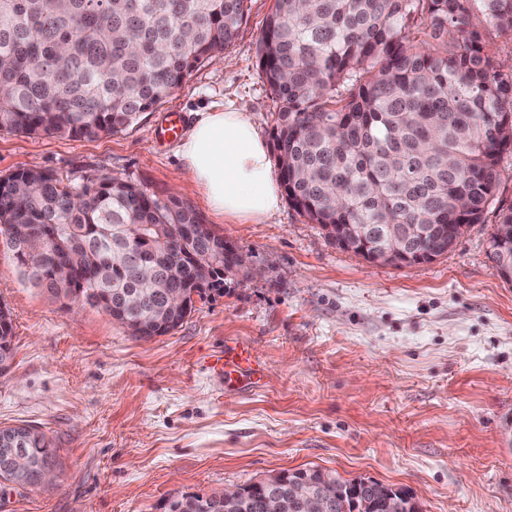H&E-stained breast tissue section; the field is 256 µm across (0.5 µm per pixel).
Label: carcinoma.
Segmentation results:
<instances>
[{
	"label": "carcinoma",
	"instance_id": "obj_1",
	"mask_svg": "<svg viewBox=\"0 0 512 512\" xmlns=\"http://www.w3.org/2000/svg\"><path fill=\"white\" fill-rule=\"evenodd\" d=\"M476 11L512 36V0H274L258 60L278 104L279 178L292 207L338 248L330 227L339 224H433L410 237L422 251L441 236L453 248L492 207L489 241L512 225V204L498 203L512 152V70L488 48ZM245 14L246 0H0V130L73 140L121 131L223 57ZM16 225L27 242L12 239ZM0 234L27 281L103 310L136 339L175 330L191 295L242 270V253L190 205L117 177L76 183L37 168L0 177ZM143 269L164 287L142 291ZM170 288L186 291L184 305L164 301ZM13 335L0 304L9 337L0 368ZM22 448L31 466L53 452L44 433ZM327 481L341 490L332 512H391L394 496L420 512L404 490L317 467L245 484L227 505L221 492L185 495L170 509L267 512L276 489L299 497Z\"/></svg>",
	"mask_w": 512,
	"mask_h": 512
}]
</instances>
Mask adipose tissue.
Returning <instances> with one entry per match:
<instances>
[{
	"label": "adipose tissue",
	"instance_id": "adipose-tissue-1",
	"mask_svg": "<svg viewBox=\"0 0 512 512\" xmlns=\"http://www.w3.org/2000/svg\"><path fill=\"white\" fill-rule=\"evenodd\" d=\"M179 152L214 215L258 223L279 210L270 148L246 113H198Z\"/></svg>",
	"mask_w": 512,
	"mask_h": 512
}]
</instances>
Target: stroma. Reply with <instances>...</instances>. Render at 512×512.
<instances>
[{"label": "stroma", "mask_w": 512, "mask_h": 512, "mask_svg": "<svg viewBox=\"0 0 512 512\" xmlns=\"http://www.w3.org/2000/svg\"><path fill=\"white\" fill-rule=\"evenodd\" d=\"M272 5L248 0L223 60L126 130L94 140L0 130V177H121L187 202L266 270L226 274L223 292L144 343L26 281L0 236V304L14 328L0 427L44 432L57 472L0 485V512H169L184 495L306 467L407 490L422 512H512V283L488 257L491 224L429 263H372L286 202L257 224L213 217L176 145L152 144L168 112L229 106L271 138L278 105L258 44ZM230 341L267 363L259 391L227 390L210 370Z\"/></svg>", "instance_id": "1"}]
</instances>
